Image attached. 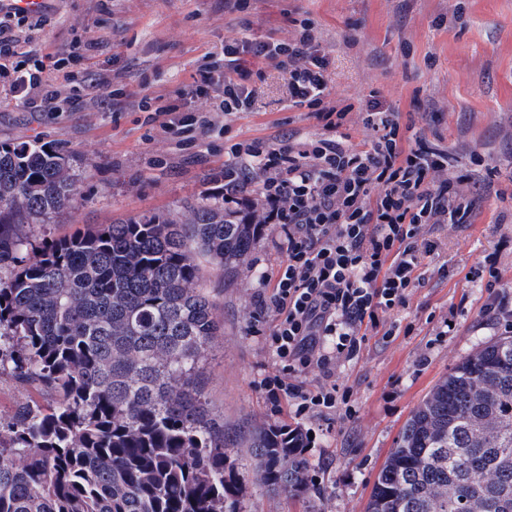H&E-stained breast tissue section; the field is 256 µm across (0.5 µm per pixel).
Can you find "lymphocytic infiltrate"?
<instances>
[{
    "mask_svg": "<svg viewBox=\"0 0 512 512\" xmlns=\"http://www.w3.org/2000/svg\"><path fill=\"white\" fill-rule=\"evenodd\" d=\"M19 12L0 9V72H14L11 92L55 102L41 69L18 70L11 47ZM288 38L224 43V71L201 66L179 98L196 108L164 124V132L193 147L213 128L203 117L212 94L228 116L251 111L253 72L248 58L271 61L282 74L289 107L305 110L313 133L282 134L276 141L241 140L224 148V210L246 224L273 228L281 253L260 272L251 297L253 317L267 324L263 342L275 371L262 388L270 401L288 398L296 417L336 423L341 386L337 368L358 358L369 333L394 336L398 324L382 316L405 305L421 287L424 257L439 242V224H470L481 196L461 192L447 151L403 123L393 106L360 110L363 138L352 142L343 126L350 106H337L327 75L328 58L309 18L292 21Z\"/></svg>",
    "mask_w": 512,
    "mask_h": 512,
    "instance_id": "f902f5d3",
    "label": "lymphocytic infiltrate"
}]
</instances>
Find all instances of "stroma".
<instances>
[{
  "label": "stroma",
  "instance_id": "stroma-1",
  "mask_svg": "<svg viewBox=\"0 0 512 512\" xmlns=\"http://www.w3.org/2000/svg\"><path fill=\"white\" fill-rule=\"evenodd\" d=\"M302 16L328 54L333 99L376 94L435 134L456 172L478 170L491 186L466 182L485 199L474 223L437 230L441 245L420 266L422 286L386 317L400 334L369 337L340 373L356 413L307 449L318 488L295 499L271 492L255 480L246 450L230 448L238 512H365L401 428L432 386L512 330V0H251L243 13L225 11L224 0H51L45 23L20 33L16 61H44L55 108L31 111L0 78V142L36 138L70 150L87 171L74 208L32 225L34 238L144 212L184 218L223 184L225 141L272 140L313 122L289 108L280 75L261 59L249 62L261 73L252 111L215 114L227 135L198 147L181 149L147 124L142 99H174L201 60L223 70L225 39L285 37ZM487 260L498 272L492 287L467 277ZM256 285L245 269L206 275L224 322L206 392L232 429L295 422L292 407L272 404L260 387L274 359L253 332Z\"/></svg>",
  "mask_w": 512,
  "mask_h": 512
}]
</instances>
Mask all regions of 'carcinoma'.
Listing matches in <instances>:
<instances>
[{"instance_id":"1","label":"carcinoma","mask_w":512,"mask_h":512,"mask_svg":"<svg viewBox=\"0 0 512 512\" xmlns=\"http://www.w3.org/2000/svg\"><path fill=\"white\" fill-rule=\"evenodd\" d=\"M83 173L38 140L0 144V376L33 388L0 415V512H236L226 448L305 493L298 427L224 426L205 362L224 329L203 282L235 274L257 225L207 198L31 243ZM366 512H512V335L464 357L412 412Z\"/></svg>"}]
</instances>
